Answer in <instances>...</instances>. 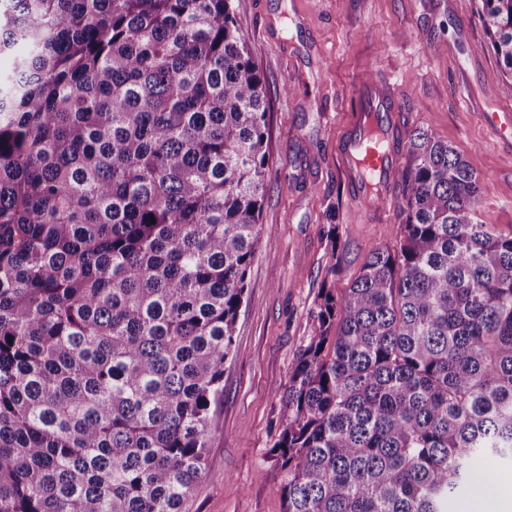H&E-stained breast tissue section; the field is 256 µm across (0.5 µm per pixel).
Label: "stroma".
<instances>
[{"label":"stroma","mask_w":512,"mask_h":512,"mask_svg":"<svg viewBox=\"0 0 512 512\" xmlns=\"http://www.w3.org/2000/svg\"><path fill=\"white\" fill-rule=\"evenodd\" d=\"M264 75L272 164L247 276L208 477L190 512H283L271 453L283 389L317 328L322 288L344 291L366 250L393 241L400 198L358 200L337 143L371 78L395 96L403 128L434 131L488 185L484 223L512 232V142L481 108L512 109V82L484 46L478 0H232ZM343 266L328 275L333 246Z\"/></svg>","instance_id":"1"}]
</instances>
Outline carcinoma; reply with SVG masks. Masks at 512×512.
Here are the masks:
<instances>
[{
  "label": "carcinoma",
  "mask_w": 512,
  "mask_h": 512,
  "mask_svg": "<svg viewBox=\"0 0 512 512\" xmlns=\"http://www.w3.org/2000/svg\"><path fill=\"white\" fill-rule=\"evenodd\" d=\"M512 81V0H479ZM0 512H189L262 231L232 0H0ZM396 245L322 289L271 452L284 512H454L512 463V234L434 132Z\"/></svg>",
  "instance_id": "1"
}]
</instances>
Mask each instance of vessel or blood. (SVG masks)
<instances>
[{
    "label": "vessel or blood",
    "instance_id": "vessel-or-blood-1",
    "mask_svg": "<svg viewBox=\"0 0 512 512\" xmlns=\"http://www.w3.org/2000/svg\"><path fill=\"white\" fill-rule=\"evenodd\" d=\"M356 95L366 100L367 105L358 112L345 136L340 157L358 195L385 197L392 191V172L397 156L393 150L380 151L370 147L368 140L372 129L378 125L383 126L387 136H394L397 116L388 97L370 93L363 86L358 88Z\"/></svg>",
    "mask_w": 512,
    "mask_h": 512
}]
</instances>
